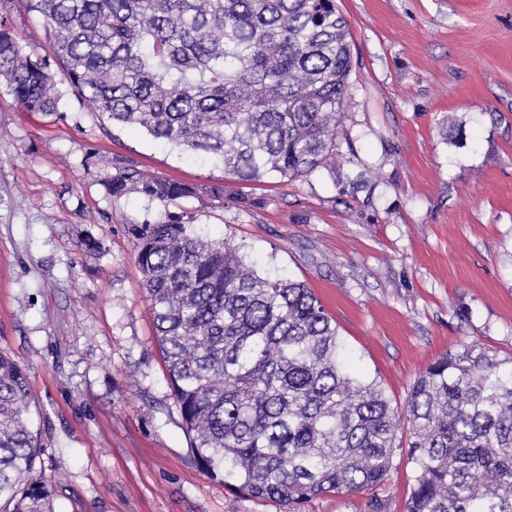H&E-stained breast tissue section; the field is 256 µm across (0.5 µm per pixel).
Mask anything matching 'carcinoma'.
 Listing matches in <instances>:
<instances>
[{
  "mask_svg": "<svg viewBox=\"0 0 512 512\" xmlns=\"http://www.w3.org/2000/svg\"><path fill=\"white\" fill-rule=\"evenodd\" d=\"M42 17L62 76L102 120L221 162L251 181L336 163L351 41L336 0H21ZM0 80L50 112L55 77L0 29ZM112 196L244 209L222 185L149 176L128 160ZM158 346L190 448L229 491L302 512L369 491L392 468L400 415L344 358L311 288L261 276L180 220L133 224ZM25 368L0 351V512H53ZM414 476L405 512H512V358L445 354L408 401Z\"/></svg>",
  "mask_w": 512,
  "mask_h": 512,
  "instance_id": "cac0c4a2",
  "label": "carcinoma"
}]
</instances>
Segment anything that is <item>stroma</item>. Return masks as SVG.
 Listing matches in <instances>:
<instances>
[{"mask_svg":"<svg viewBox=\"0 0 512 512\" xmlns=\"http://www.w3.org/2000/svg\"><path fill=\"white\" fill-rule=\"evenodd\" d=\"M336 6L352 71L335 168L242 182L103 121L60 78L42 19L0 0V28L57 77L51 112L25 111L0 81V350L28 372L54 512H279L210 479L191 452L130 225L178 214L260 275L305 283L398 410L443 354L512 356V0ZM122 158L262 205L113 197ZM409 438L401 421L382 486L304 512H370L374 498L404 512Z\"/></svg>","mask_w":512,"mask_h":512,"instance_id":"35a3bbf8","label":"stroma"}]
</instances>
